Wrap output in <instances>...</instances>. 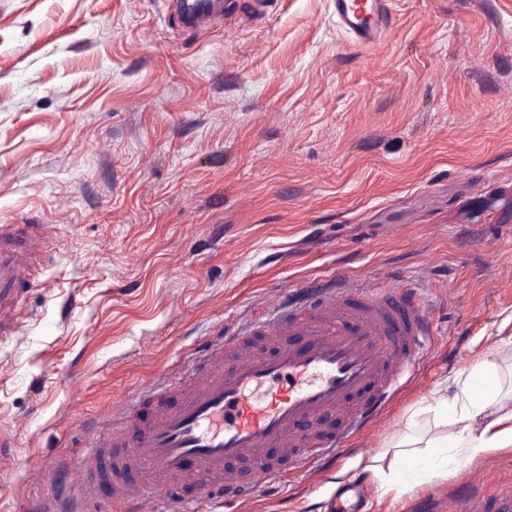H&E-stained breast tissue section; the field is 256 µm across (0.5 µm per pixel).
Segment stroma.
<instances>
[{
	"label": "stroma",
	"instance_id": "stroma-1",
	"mask_svg": "<svg viewBox=\"0 0 512 512\" xmlns=\"http://www.w3.org/2000/svg\"><path fill=\"white\" fill-rule=\"evenodd\" d=\"M166 0H0V224H51L30 320L0 346V512L60 496L99 414L221 325L340 272L416 288L435 334L331 472L206 512H333L343 477L490 360L512 388V0H397L367 52L331 0L191 31ZM415 415V414H414ZM512 447L362 512H449Z\"/></svg>",
	"mask_w": 512,
	"mask_h": 512
}]
</instances>
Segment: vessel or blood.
Returning <instances> with one entry per match:
<instances>
[{
	"label": "vessel or blood",
	"mask_w": 512,
	"mask_h": 512,
	"mask_svg": "<svg viewBox=\"0 0 512 512\" xmlns=\"http://www.w3.org/2000/svg\"><path fill=\"white\" fill-rule=\"evenodd\" d=\"M177 19L205 28L222 0H168ZM339 26L365 50L393 25L391 0H333ZM49 224H0V344L26 320L40 284ZM433 321L413 288L351 283L289 289L264 319L225 327L182 371L140 389L93 427L71 464L82 491L117 512H139L162 490L160 512H202L250 501L285 470L333 460L385 411ZM365 488L345 481L336 512H358ZM468 512H512V481L468 500Z\"/></svg>",
	"instance_id": "vessel-or-blood-1"
}]
</instances>
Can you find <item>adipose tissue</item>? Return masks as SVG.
I'll return each mask as SVG.
<instances>
[{"instance_id": "obj_1", "label": "adipose tissue", "mask_w": 512, "mask_h": 512, "mask_svg": "<svg viewBox=\"0 0 512 512\" xmlns=\"http://www.w3.org/2000/svg\"><path fill=\"white\" fill-rule=\"evenodd\" d=\"M426 409L449 425L447 436L417 449L409 434L369 466L373 477L402 492L435 479L446 478L482 452L512 447V401L502 395L495 363H478L454 393L435 391Z\"/></svg>"}]
</instances>
